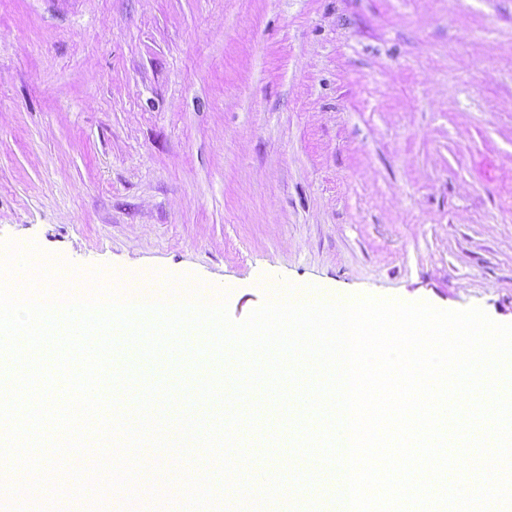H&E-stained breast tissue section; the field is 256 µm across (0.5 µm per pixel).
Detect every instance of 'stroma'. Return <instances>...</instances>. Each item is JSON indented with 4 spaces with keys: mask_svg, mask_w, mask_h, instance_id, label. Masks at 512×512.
<instances>
[{
    "mask_svg": "<svg viewBox=\"0 0 512 512\" xmlns=\"http://www.w3.org/2000/svg\"><path fill=\"white\" fill-rule=\"evenodd\" d=\"M6 239L238 322L287 283L512 324V0H0Z\"/></svg>",
    "mask_w": 512,
    "mask_h": 512,
    "instance_id": "35a3bbf8",
    "label": "stroma"
}]
</instances>
